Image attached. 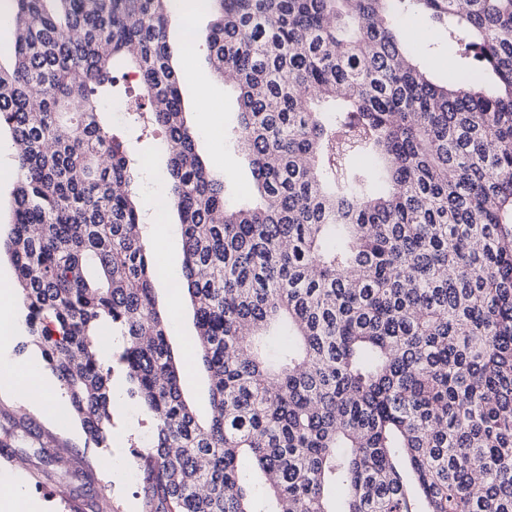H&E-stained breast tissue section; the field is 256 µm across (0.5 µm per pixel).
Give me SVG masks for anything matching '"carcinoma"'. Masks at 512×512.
<instances>
[{
	"label": "carcinoma",
	"mask_w": 512,
	"mask_h": 512,
	"mask_svg": "<svg viewBox=\"0 0 512 512\" xmlns=\"http://www.w3.org/2000/svg\"><path fill=\"white\" fill-rule=\"evenodd\" d=\"M209 3L254 206L228 205L197 152L173 0H7L0 130L20 151L0 252L22 347L97 448L123 375L152 424L134 457L144 512H257L244 460L264 512H512V0ZM407 15L455 46L459 83L409 53ZM124 59L143 95L114 127L102 97ZM152 128L178 144L167 207L196 325L182 362L135 201L132 133ZM189 364L208 372L204 420Z\"/></svg>",
	"instance_id": "carcinoma-1"
}]
</instances>
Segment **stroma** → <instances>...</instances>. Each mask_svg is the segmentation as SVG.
Wrapping results in <instances>:
<instances>
[{
    "mask_svg": "<svg viewBox=\"0 0 512 512\" xmlns=\"http://www.w3.org/2000/svg\"><path fill=\"white\" fill-rule=\"evenodd\" d=\"M413 55L428 58L438 80L456 82L459 74L455 68L453 49L435 31H428L426 38L410 41ZM174 62L181 67V93L186 119L190 126L207 124L208 134L198 135V150L202 158L227 179L228 198L235 205L253 204L257 201L254 181L248 161L240 149L224 138L225 130L237 122V91L216 77L205 48H198L191 56L174 55ZM206 85L209 95L208 109H201L198 87ZM147 163L137 180L138 201L144 212L152 210V195L168 196L169 186L164 178L168 161L163 133L142 139L138 144ZM177 212H169L166 223H153L148 234L156 251L159 266L180 269L182 242L180 234L168 235L165 225H177ZM157 306L171 312L169 341L175 353H189L194 340L193 309L187 297H175L166 278L155 283ZM113 388L118 395L113 416L112 437L109 447L86 446L85 434L80 423L70 416L56 414L54 409L26 406L23 392L14 380L0 378V425L10 426L14 420L35 423L42 440L53 441L59 448V462L51 465L52 477L36 481L35 473L41 465L36 458H29L22 476H19L29 499L46 504V512H69L67 503L73 493L68 478L81 460H88L93 468L92 480L99 496L111 501L112 512H142L143 484L133 464V454L144 448L150 438L149 419L122 397L125 385L122 375H114Z\"/></svg>",
    "mask_w": 512,
    "mask_h": 512,
    "instance_id": "1",
    "label": "stroma"
}]
</instances>
